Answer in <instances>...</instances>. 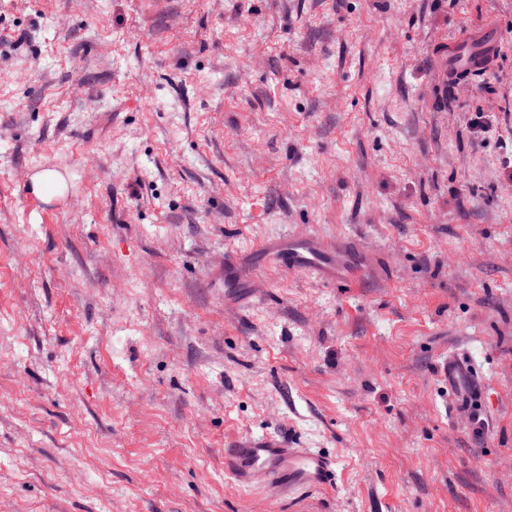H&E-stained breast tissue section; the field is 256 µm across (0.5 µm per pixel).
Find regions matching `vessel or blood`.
<instances>
[{"instance_id":"obj_1","label":"vessel or blood","mask_w":512,"mask_h":512,"mask_svg":"<svg viewBox=\"0 0 512 512\" xmlns=\"http://www.w3.org/2000/svg\"><path fill=\"white\" fill-rule=\"evenodd\" d=\"M498 52L497 35L485 30L479 35L457 38L444 45L435 59L441 80L470 74L491 66ZM288 266L327 274L334 266L331 246L309 240L304 250L289 249ZM449 389L465 403L471 402L477 387L470 369L461 361L449 359L443 367ZM227 467L239 486H250L256 479L294 491L300 488L327 489L334 485L336 473L331 459L305 448H291L277 439L249 438L237 443Z\"/></svg>"}]
</instances>
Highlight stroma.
Segmentation results:
<instances>
[{
    "label": "stroma",
    "instance_id": "1",
    "mask_svg": "<svg viewBox=\"0 0 512 512\" xmlns=\"http://www.w3.org/2000/svg\"><path fill=\"white\" fill-rule=\"evenodd\" d=\"M268 435L333 488L238 486ZM0 512H512V0H0ZM497 35L486 29L477 36L455 38L444 45L435 59V67L443 83L448 78L489 68L498 52ZM307 242L306 248L303 247V252L288 246V268L310 270L316 274H328V271L334 267L335 252V273L333 272L332 279L335 282H342L343 280L336 278V272L344 268V264L340 260L339 254H336V250L314 238H309ZM443 372L448 376V388L465 403L471 402L477 393V387L470 369L461 361L449 358Z\"/></svg>",
    "mask_w": 512,
    "mask_h": 512
}]
</instances>
